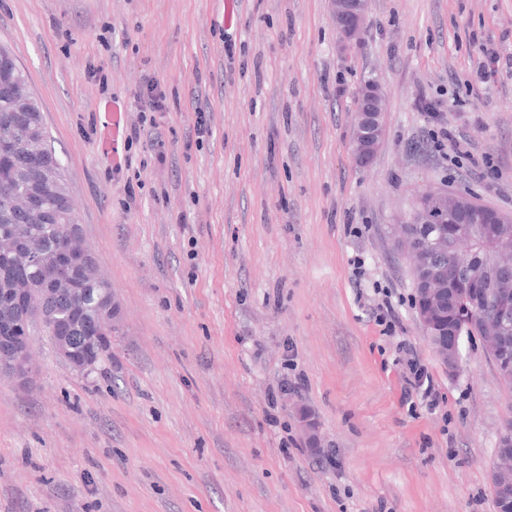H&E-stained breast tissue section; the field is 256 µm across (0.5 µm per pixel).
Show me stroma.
Segmentation results:
<instances>
[{
    "instance_id": "35a3bbf8",
    "label": "stroma",
    "mask_w": 512,
    "mask_h": 512,
    "mask_svg": "<svg viewBox=\"0 0 512 512\" xmlns=\"http://www.w3.org/2000/svg\"><path fill=\"white\" fill-rule=\"evenodd\" d=\"M489 43L512 53V0H372L346 50L331 0H239L230 23L224 0H0L119 306L90 376L37 334L33 385L0 381V512H496L512 386L477 339L449 376L394 234L426 188L512 216V71L478 80ZM149 78L169 109L130 144ZM371 79L386 136L362 166ZM439 124L463 167L432 150ZM384 290L395 337L372 317ZM401 340L436 411L404 399ZM384 89L377 81L365 85L355 113L352 150L355 161L370 164L385 136Z\"/></svg>"
}]
</instances>
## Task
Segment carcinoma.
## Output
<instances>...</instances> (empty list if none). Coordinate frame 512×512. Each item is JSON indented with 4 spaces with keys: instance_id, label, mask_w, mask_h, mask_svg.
I'll list each match as a JSON object with an SVG mask.
<instances>
[{
    "instance_id": "cac0c4a2",
    "label": "carcinoma",
    "mask_w": 512,
    "mask_h": 512,
    "mask_svg": "<svg viewBox=\"0 0 512 512\" xmlns=\"http://www.w3.org/2000/svg\"><path fill=\"white\" fill-rule=\"evenodd\" d=\"M17 85L18 94L0 92V336L9 335L18 321L10 288L20 281L29 295V309L46 311L36 325L53 347L68 345L71 356L81 359L92 352L110 351L112 332L102 331L100 324H112L107 312L105 289L111 284L96 271L85 270L80 253L67 254L59 240L70 223L77 222L62 166L49 144V133L39 102L24 93L27 75L12 52L0 47V83ZM41 151L45 156L44 180L47 183L41 212L31 214L23 208L21 194L34 180L26 166L27 150ZM485 223L475 224L478 233L465 241L467 253L458 260L449 275L448 294L442 307L432 317L434 328L428 336L433 346L443 344L461 333L464 337L485 338L493 332L499 341L502 358L512 363V319L504 325L490 322L482 314L469 315L474 307H482L494 297L495 289L471 293L464 287L468 272L491 266L501 247L512 249V219L503 218L487 207ZM401 243L420 259L432 256L448 266V256L441 254L437 243L448 237L446 224H403ZM34 247L40 258L21 268L13 254Z\"/></svg>"
}]
</instances>
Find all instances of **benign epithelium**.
<instances>
[{
    "label": "benign epithelium",
    "mask_w": 512,
    "mask_h": 512,
    "mask_svg": "<svg viewBox=\"0 0 512 512\" xmlns=\"http://www.w3.org/2000/svg\"><path fill=\"white\" fill-rule=\"evenodd\" d=\"M370 9V0H332V17L344 45H350L361 39L365 31L366 19ZM384 89L377 81L365 85L359 94V102L355 113L352 150L355 161L366 166L370 164L385 136L384 122ZM439 208L451 227V240L463 236L465 228L453 224L456 212L461 210L460 195L448 191H433ZM62 245L69 250H78L86 258L90 266L96 264L92 249L84 244L78 236V230H72L62 239ZM494 315L506 321L512 316V295L508 293L496 296ZM31 322L26 320L17 327L10 336L17 361L8 369L0 370V379L8 378L16 386H30L36 376V369L29 358ZM438 356L448 370V375L455 376L461 363V340L449 341ZM499 470L492 469L493 491L506 504H512V481L498 479Z\"/></svg>",
    "instance_id": "7a95c632"
}]
</instances>
